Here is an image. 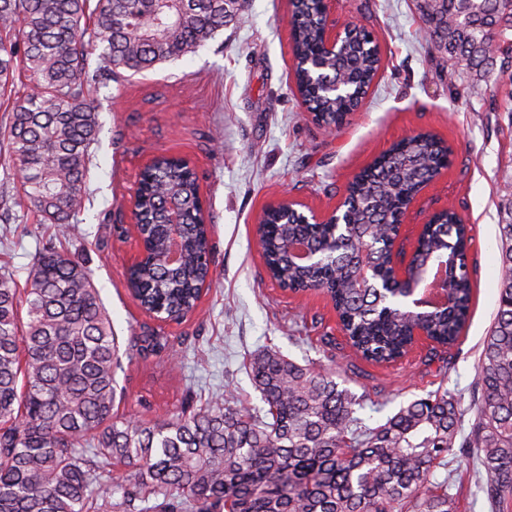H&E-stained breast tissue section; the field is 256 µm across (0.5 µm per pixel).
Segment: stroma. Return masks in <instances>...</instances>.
<instances>
[{"label":"stroma","instance_id":"obj_1","mask_svg":"<svg viewBox=\"0 0 512 512\" xmlns=\"http://www.w3.org/2000/svg\"><path fill=\"white\" fill-rule=\"evenodd\" d=\"M288 0H246L235 21L197 53L127 81L92 89L101 130L90 148L87 200L67 245L91 272L121 349L154 336L161 353L134 354L116 378L125 389L119 415L142 423L171 417L187 402L233 390L263 408L245 368L275 348L300 364L336 372L371 403L366 424L438 389L479 396L478 360L499 300V226L512 214V79L473 81L419 37L416 0H336L331 18L354 20L375 36L379 74L360 112L328 133L293 89ZM429 131L453 150L450 165L410 208L403 234L414 237L427 215L453 208L471 229V315L457 346L418 341L398 362L361 359L343 335L322 291H284L272 281L255 243L264 206L288 195L330 212L353 178L400 138ZM161 154L189 158L211 226V276L196 310L159 321L127 288L130 203L143 165ZM54 228L30 217L0 223V267L18 280Z\"/></svg>","mask_w":512,"mask_h":512}]
</instances>
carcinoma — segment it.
Listing matches in <instances>:
<instances>
[{
  "instance_id": "1",
  "label": "carcinoma",
  "mask_w": 512,
  "mask_h": 512,
  "mask_svg": "<svg viewBox=\"0 0 512 512\" xmlns=\"http://www.w3.org/2000/svg\"><path fill=\"white\" fill-rule=\"evenodd\" d=\"M245 0H0V98L17 72L32 89L13 103L10 157L22 198L44 224L66 237L84 209L90 145L99 132L90 87L141 74L195 52L232 21ZM428 42L481 81L512 68L501 44L512 33V0H421ZM291 21L297 93L317 122L340 128L355 97L367 94L381 64L367 34L343 49L303 62L322 39V0H298ZM100 50L95 63L93 51ZM350 77L351 94L322 83ZM452 151L427 132L394 145L347 189L350 227L279 224L266 218L260 241L268 274L296 289L325 292L342 331L362 358L390 363L410 348V311L357 279L367 253L377 277L391 279L389 234L410 200L451 162ZM182 204V262H167L170 239L157 230L169 200ZM148 247L127 274L140 306L158 318L193 311L211 253L200 213L199 182L186 162L157 160L141 177L136 200ZM451 210L427 225L408 268L423 283L446 271L448 304L426 315L437 346L457 345L469 319V229ZM499 305L483 342L473 404L463 430L460 399L446 390L401 406L384 423L355 416L361 397L331 373L267 349L249 363L264 413L235 396H211L169 420L136 422L115 413L119 345L112 318L83 263L49 243L28 270L27 287L0 271V512H86L110 464L134 468L121 487L132 501L149 491L164 512H455L451 485L432 481L477 449V492L491 512L512 503V220L500 225ZM335 253L334 262L302 263L287 245Z\"/></svg>"
}]
</instances>
